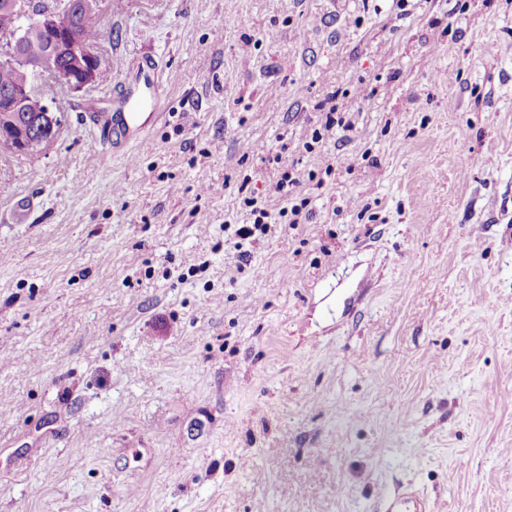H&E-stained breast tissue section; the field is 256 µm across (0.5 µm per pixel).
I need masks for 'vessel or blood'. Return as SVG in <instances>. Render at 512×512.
<instances>
[{"instance_id": "1", "label": "vessel or blood", "mask_w": 512, "mask_h": 512, "mask_svg": "<svg viewBox=\"0 0 512 512\" xmlns=\"http://www.w3.org/2000/svg\"><path fill=\"white\" fill-rule=\"evenodd\" d=\"M162 71L153 56H142L138 76L131 84H116L111 97H92L83 119L103 151L130 155L143 147L153 125L160 120L158 89ZM376 512H438L435 500L411 485L381 498Z\"/></svg>"}]
</instances>
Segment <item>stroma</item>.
<instances>
[{"mask_svg": "<svg viewBox=\"0 0 512 512\" xmlns=\"http://www.w3.org/2000/svg\"><path fill=\"white\" fill-rule=\"evenodd\" d=\"M99 6L163 116L107 156L58 88L0 149V512H512V0ZM287 166L309 215L237 266ZM327 103L323 101L317 105V110L320 111L318 120L311 131L310 141L303 143L305 150L310 151L313 144L332 139L336 135V130L346 131L353 126L344 112H336V106H330L328 111H325ZM243 204L250 208V215L254 217L252 224H243L234 231V241L230 246V252H233V257L240 263L248 262L250 253L244 250V243L242 241L255 238L256 234L260 236H267L269 233L275 232L278 224H282L281 218L287 212V207H282L276 212L267 207L266 201H259L256 197H245ZM256 239V238H255ZM233 249V251H231ZM375 512H437L435 500L422 494L413 485L401 486L381 498Z\"/></svg>", "mask_w": 512, "mask_h": 512, "instance_id": "35a3bbf8", "label": "stroma"}]
</instances>
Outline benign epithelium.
Segmentation results:
<instances>
[{
	"label": "benign epithelium",
	"mask_w": 512,
	"mask_h": 512,
	"mask_svg": "<svg viewBox=\"0 0 512 512\" xmlns=\"http://www.w3.org/2000/svg\"><path fill=\"white\" fill-rule=\"evenodd\" d=\"M7 6L20 15L24 25L10 43L0 45V63L14 66L20 72L22 80L11 93L0 96V120L7 122L5 127L0 125V145L17 156H26L31 153L28 146L29 136L36 134L42 142L48 143L55 138L58 128L57 116L47 104L31 125L12 120L11 113L19 110L31 77L39 74L56 75L69 90L80 92L97 82L104 61L94 56L84 36L76 31L71 3L67 0H55L54 3L37 10L33 9L31 0L23 3L7 0ZM31 28L49 36L53 45V48L38 59H28L20 53L21 37ZM57 46L66 47L68 52L67 63L63 69L56 66Z\"/></svg>",
	"instance_id": "benign-epithelium-1"
}]
</instances>
